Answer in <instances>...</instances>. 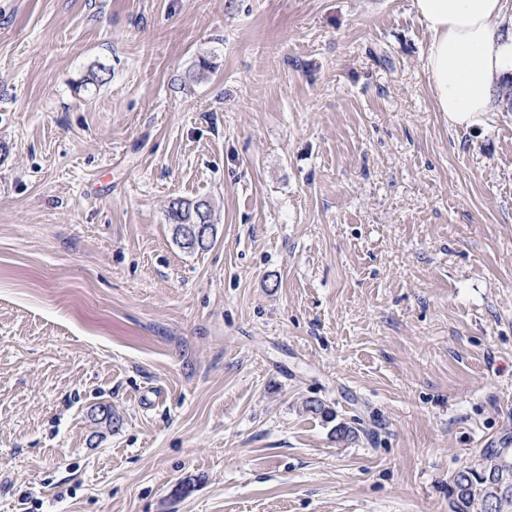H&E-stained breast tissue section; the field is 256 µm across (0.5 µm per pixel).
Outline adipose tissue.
Instances as JSON below:
<instances>
[{
	"mask_svg": "<svg viewBox=\"0 0 512 512\" xmlns=\"http://www.w3.org/2000/svg\"><path fill=\"white\" fill-rule=\"evenodd\" d=\"M432 35L425 58L433 96L449 126L483 125L503 80L512 78L507 0H413Z\"/></svg>",
	"mask_w": 512,
	"mask_h": 512,
	"instance_id": "obj_1",
	"label": "adipose tissue"
}]
</instances>
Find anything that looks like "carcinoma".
<instances>
[{
  "mask_svg": "<svg viewBox=\"0 0 512 512\" xmlns=\"http://www.w3.org/2000/svg\"><path fill=\"white\" fill-rule=\"evenodd\" d=\"M184 200H173L167 210L169 223L174 225L177 243H182L181 222L189 219L182 211ZM449 512H512V436L500 438L481 449L478 457L468 466L457 470L448 483Z\"/></svg>",
  "mask_w": 512,
  "mask_h": 512,
  "instance_id": "cac0c4a2",
  "label": "carcinoma"
}]
</instances>
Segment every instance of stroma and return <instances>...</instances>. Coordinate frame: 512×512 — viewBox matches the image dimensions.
<instances>
[{
  "mask_svg": "<svg viewBox=\"0 0 512 512\" xmlns=\"http://www.w3.org/2000/svg\"><path fill=\"white\" fill-rule=\"evenodd\" d=\"M431 40L412 0H0V512H449L512 433V112L449 127ZM196 224H185V231L189 242L199 244L202 239H206L211 235V224L214 221L211 218L210 212L205 207L195 206Z\"/></svg>",
  "mask_w": 512,
  "mask_h": 512,
  "instance_id": "stroma-1",
  "label": "stroma"
}]
</instances>
